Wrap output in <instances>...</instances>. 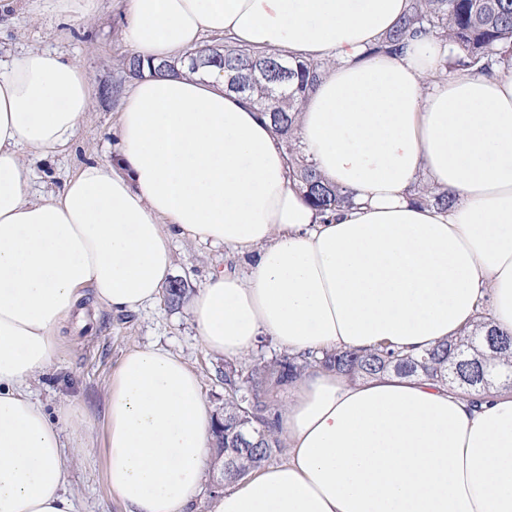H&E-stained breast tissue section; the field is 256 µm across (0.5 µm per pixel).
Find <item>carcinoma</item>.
<instances>
[{
  "label": "carcinoma",
  "mask_w": 512,
  "mask_h": 512,
  "mask_svg": "<svg viewBox=\"0 0 512 512\" xmlns=\"http://www.w3.org/2000/svg\"><path fill=\"white\" fill-rule=\"evenodd\" d=\"M434 37L452 44L460 53L459 62L481 72H490L493 64L504 60V49L512 45V0H409L408 10L372 53L397 52L421 37ZM191 70L218 67L237 76L243 83L238 93L253 99L259 111L271 121L288 160L290 175L299 190L317 210L325 212L350 202L349 195L326 182L306 161L295 125L299 96L314 88L324 72L323 64L309 61L280 72L281 60L275 54H255L229 42L205 46L192 52ZM121 72L126 78L142 75L144 59L124 55ZM261 71L266 77H258ZM447 208L453 198L434 190L421 194L417 202ZM478 333H464L455 340L440 342L423 353L403 355L389 346L367 352L336 350L321 360L313 356L283 354L244 370L234 365L224 370V448L214 455L224 456L225 471L244 477L261 467L283 447L276 435L273 391L316 365L333 369L352 380L392 370L399 375L422 377L433 382H448L460 355L475 356L482 350L480 338L495 337L498 348L495 361L512 360V337L502 335L482 320L475 325Z\"/></svg>",
  "instance_id": "cac0c4a2"
}]
</instances>
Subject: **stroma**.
Instances as JSON below:
<instances>
[{
	"label": "stroma",
	"instance_id": "obj_1",
	"mask_svg": "<svg viewBox=\"0 0 512 512\" xmlns=\"http://www.w3.org/2000/svg\"><path fill=\"white\" fill-rule=\"evenodd\" d=\"M28 0H15L12 17L0 29V54L17 55L27 49H47L84 66L96 93L74 143L55 157L31 160L26 177L33 189L49 192L62 187L66 177L89 161L108 163L116 152L118 102L103 99L104 85L121 78L118 60L128 53L123 30L121 0H100L96 14L82 21L63 22L53 17L31 19ZM172 278L183 282L186 292L177 304L159 299L135 314L99 311L86 328L65 327L66 343L57 363L31 383L35 396L48 413L59 405L74 403L88 413L91 431L67 459L69 492L79 512H125L111 494L102 462L103 412L106 387L122 357L154 344L166 347L199 374L203 395L212 411L224 405V356L204 348L189 312L191 298L213 270L230 264L223 247L180 238L174 242Z\"/></svg>",
	"mask_w": 512,
	"mask_h": 512
}]
</instances>
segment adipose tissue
Listing matches in <instances>:
<instances>
[{"label": "adipose tissue", "mask_w": 512, "mask_h": 512, "mask_svg": "<svg viewBox=\"0 0 512 512\" xmlns=\"http://www.w3.org/2000/svg\"><path fill=\"white\" fill-rule=\"evenodd\" d=\"M408 0H124L146 61L207 34L325 71L299 115L303 152L349 194L333 214L294 187L268 119L221 69L150 71L120 98L116 165L85 163L33 199L26 159L68 149L93 104L87 70L34 49L0 60V512H77L66 459L90 425L50 417L32 380L55 364L80 302L153 305L174 237L223 245L190 303L204 347L248 355L417 352L473 327L512 336V65L444 76L449 46H372ZM452 207L413 200L419 179ZM284 461L230 479L211 512H512V381L479 403L393 373L312 369L277 409ZM201 383L162 347L127 353L105 395L106 482L127 512H189L212 445Z\"/></svg>", "instance_id": "obj_1"}]
</instances>
